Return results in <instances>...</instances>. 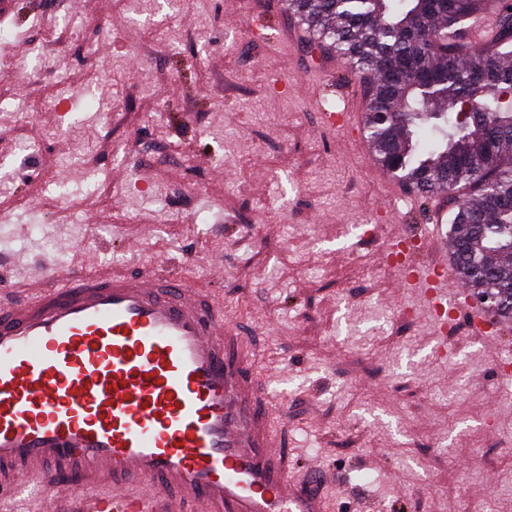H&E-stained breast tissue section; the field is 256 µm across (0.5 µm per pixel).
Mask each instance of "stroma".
Returning <instances> with one entry per match:
<instances>
[{
    "mask_svg": "<svg viewBox=\"0 0 512 512\" xmlns=\"http://www.w3.org/2000/svg\"><path fill=\"white\" fill-rule=\"evenodd\" d=\"M270 2L18 0L0 62L61 38L0 80V289L170 271L223 299L288 418L291 475L320 466L334 512H512V379L493 370L512 329L495 345L462 316L443 339L402 316L419 292L382 254L426 213L378 221L397 179L320 124L348 76L311 88L281 26L252 37ZM30 98L45 108L20 114Z\"/></svg>",
    "mask_w": 512,
    "mask_h": 512,
    "instance_id": "obj_1",
    "label": "stroma"
}]
</instances>
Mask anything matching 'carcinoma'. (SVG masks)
Here are the masks:
<instances>
[{"instance_id": "cac0c4a2", "label": "carcinoma", "mask_w": 512, "mask_h": 512, "mask_svg": "<svg viewBox=\"0 0 512 512\" xmlns=\"http://www.w3.org/2000/svg\"><path fill=\"white\" fill-rule=\"evenodd\" d=\"M361 87L375 160L448 199L453 270L490 317L512 325V5L485 49L470 0H287Z\"/></svg>"}]
</instances>
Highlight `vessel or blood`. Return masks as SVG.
Masks as SVG:
<instances>
[{"label":"vessel or blood","instance_id":"obj_1","mask_svg":"<svg viewBox=\"0 0 512 512\" xmlns=\"http://www.w3.org/2000/svg\"><path fill=\"white\" fill-rule=\"evenodd\" d=\"M448 220L388 252L423 291L416 319L463 312L475 335L498 327L448 281ZM326 476L289 474L274 411L211 292L151 269L60 273L0 298V512H329Z\"/></svg>","mask_w":512,"mask_h":512}]
</instances>
